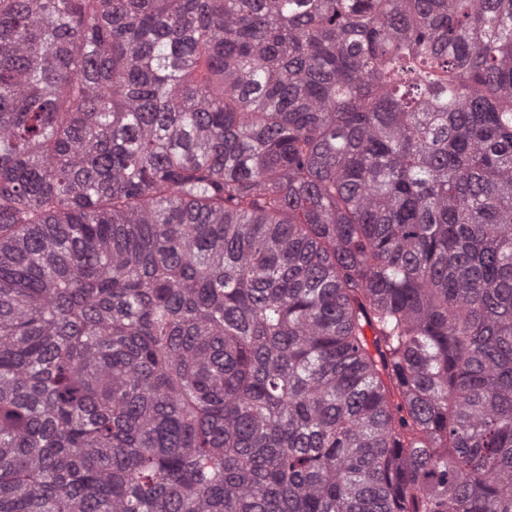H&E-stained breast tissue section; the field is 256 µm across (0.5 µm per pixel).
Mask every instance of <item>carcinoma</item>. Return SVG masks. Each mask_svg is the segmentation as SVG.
Wrapping results in <instances>:
<instances>
[{
    "mask_svg": "<svg viewBox=\"0 0 512 512\" xmlns=\"http://www.w3.org/2000/svg\"><path fill=\"white\" fill-rule=\"evenodd\" d=\"M0 512H512V0H0Z\"/></svg>",
    "mask_w": 512,
    "mask_h": 512,
    "instance_id": "obj_1",
    "label": "carcinoma"
}]
</instances>
